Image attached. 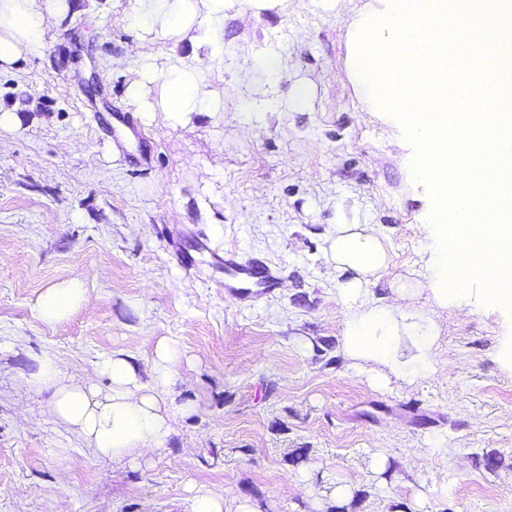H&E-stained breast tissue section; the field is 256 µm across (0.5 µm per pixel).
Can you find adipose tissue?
<instances>
[{"label":"adipose tissue","mask_w":512,"mask_h":512,"mask_svg":"<svg viewBox=\"0 0 512 512\" xmlns=\"http://www.w3.org/2000/svg\"><path fill=\"white\" fill-rule=\"evenodd\" d=\"M133 2L132 20L154 19L162 33L152 63L141 70L142 79L160 80V100L155 106L141 104V112L147 119L159 114L175 124L214 107L218 98L209 83L193 62L174 60L171 42L185 41L196 53L214 54L221 44L225 0ZM67 9L66 0H0V68L35 52ZM326 242L342 308L345 357L362 365L368 382L379 388L394 379L411 384L444 373L448 363L435 351L434 316H419L408 306L415 296L411 283L397 282L392 302L373 297L370 286L389 264L388 246L375 225H332ZM90 301L85 275L77 271L41 293L35 315L41 323L55 325ZM180 357L178 348L163 337L154 348L150 380H143L133 356L120 351L98 362L93 377L73 383L66 380L57 358L42 356L36 358L28 382L51 390L48 413L82 436L98 457L137 465L165 447L178 418L195 410L192 402L175 395L182 380Z\"/></svg>","instance_id":"adipose-tissue-1"}]
</instances>
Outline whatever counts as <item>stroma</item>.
<instances>
[{"instance_id": "obj_1", "label": "stroma", "mask_w": 512, "mask_h": 512, "mask_svg": "<svg viewBox=\"0 0 512 512\" xmlns=\"http://www.w3.org/2000/svg\"><path fill=\"white\" fill-rule=\"evenodd\" d=\"M366 3L288 0L247 24L225 10L221 61L198 63L222 104L184 124L137 115L129 97L154 51L130 0H77L38 53L0 68V106L30 105L0 129V512H185L191 488L263 512H512V313L473 293L441 312L453 367L435 380L379 389L343 354L331 225L385 237L379 297L399 277L427 283L432 244L412 148L362 111L347 71ZM141 85L157 103L159 82ZM228 251L275 264V293L229 295ZM76 268L91 308L41 324L39 295ZM164 336L196 410L146 465L98 457L25 381L33 357L54 355L78 383L117 350L147 378ZM345 483L350 498L330 499Z\"/></svg>"}]
</instances>
